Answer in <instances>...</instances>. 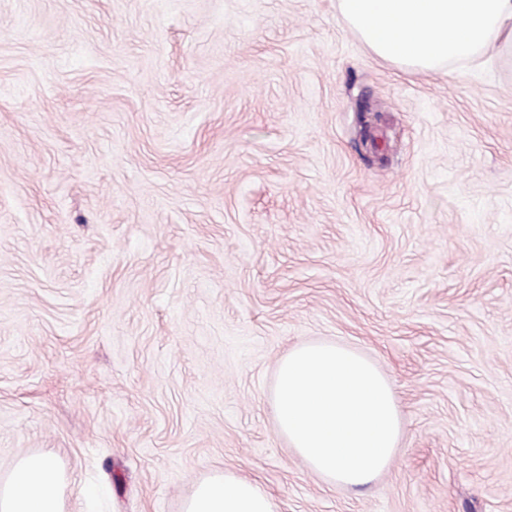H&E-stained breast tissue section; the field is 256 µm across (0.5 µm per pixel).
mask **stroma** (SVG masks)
I'll list each match as a JSON object with an SVG mask.
<instances>
[{
	"instance_id": "35a3bbf8",
	"label": "stroma",
	"mask_w": 512,
	"mask_h": 512,
	"mask_svg": "<svg viewBox=\"0 0 512 512\" xmlns=\"http://www.w3.org/2000/svg\"><path fill=\"white\" fill-rule=\"evenodd\" d=\"M374 116L362 140L361 111ZM388 378V470L331 487L278 360ZM64 512H512V54L405 74L337 0H0V475ZM64 475L47 455L27 456L0 479V512H63ZM184 512H277V505L258 483L225 469L197 485Z\"/></svg>"
}]
</instances>
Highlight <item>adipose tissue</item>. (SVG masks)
I'll list each match as a JSON object with an SVG mask.
<instances>
[{
  "instance_id": "obj_1",
  "label": "adipose tissue",
  "mask_w": 512,
  "mask_h": 512,
  "mask_svg": "<svg viewBox=\"0 0 512 512\" xmlns=\"http://www.w3.org/2000/svg\"><path fill=\"white\" fill-rule=\"evenodd\" d=\"M349 29L379 60L432 74L512 47V0H338ZM64 475L46 455L18 461L0 479V512H63ZM184 512H277L255 481L229 470L201 481Z\"/></svg>"
}]
</instances>
